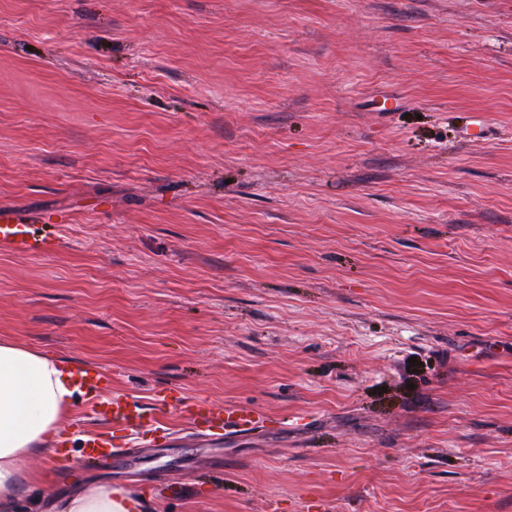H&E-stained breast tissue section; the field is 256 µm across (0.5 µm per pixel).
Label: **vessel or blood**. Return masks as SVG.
Instances as JSON below:
<instances>
[{
    "instance_id": "vessel-or-blood-1",
    "label": "vessel or blood",
    "mask_w": 512,
    "mask_h": 512,
    "mask_svg": "<svg viewBox=\"0 0 512 512\" xmlns=\"http://www.w3.org/2000/svg\"><path fill=\"white\" fill-rule=\"evenodd\" d=\"M70 220L66 214H37L0 208V249L26 255H45L61 246L58 237L39 232L42 224H65ZM88 393L94 394L92 413L99 419L125 424L134 430L160 429L162 419L157 418L154 408L144 407L139 401L125 397H108L110 385L107 373H86L82 379ZM191 413L202 433L212 440H220L230 434L254 435L260 433L264 422L261 416L244 408L228 407L214 409L208 401L192 404Z\"/></svg>"
}]
</instances>
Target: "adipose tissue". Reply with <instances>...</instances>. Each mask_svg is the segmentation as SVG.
Instances as JSON below:
<instances>
[{
	"label": "adipose tissue",
	"mask_w": 512,
	"mask_h": 512,
	"mask_svg": "<svg viewBox=\"0 0 512 512\" xmlns=\"http://www.w3.org/2000/svg\"><path fill=\"white\" fill-rule=\"evenodd\" d=\"M81 381L72 366L10 341H0V512H13L23 486L65 472L48 441L74 411ZM52 459L51 470L24 468L25 460ZM137 490L102 482L69 488L50 512H143Z\"/></svg>",
	"instance_id": "ef3b65f1"
}]
</instances>
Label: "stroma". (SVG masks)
<instances>
[{"mask_svg":"<svg viewBox=\"0 0 512 512\" xmlns=\"http://www.w3.org/2000/svg\"><path fill=\"white\" fill-rule=\"evenodd\" d=\"M0 340L80 401L70 479L146 512H512V0H0ZM263 433L181 437L189 403ZM68 214H37L0 208V249L26 255H46L61 247V240L40 233L37 224H66Z\"/></svg>","mask_w":512,"mask_h":512,"instance_id":"35a3bbf8","label":"stroma"}]
</instances>
